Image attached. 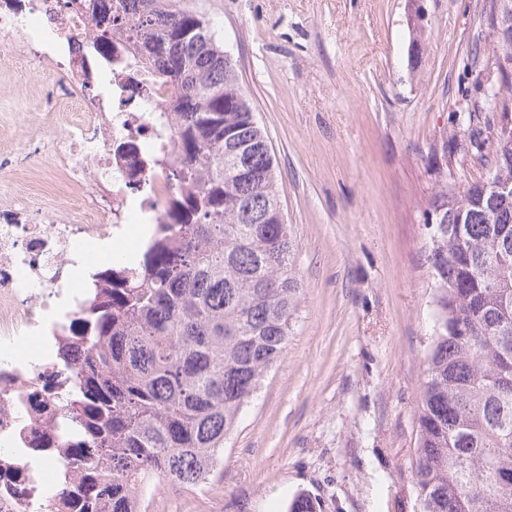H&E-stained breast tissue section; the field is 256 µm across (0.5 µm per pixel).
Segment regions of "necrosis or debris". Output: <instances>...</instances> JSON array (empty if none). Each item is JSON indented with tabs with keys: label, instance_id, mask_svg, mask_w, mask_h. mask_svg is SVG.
Returning <instances> with one entry per match:
<instances>
[{
	"label": "necrosis or debris",
	"instance_id": "1",
	"mask_svg": "<svg viewBox=\"0 0 512 512\" xmlns=\"http://www.w3.org/2000/svg\"><path fill=\"white\" fill-rule=\"evenodd\" d=\"M93 36L61 0H0V48L65 73L51 100L66 124L44 154L78 194L36 209L17 193L0 206V512H74V496L60 491L75 478V437L54 428L53 415L86 354L71 348L60 365L66 336L48 330L90 297L86 246L124 243L134 225L162 221L174 186V135L157 134L152 119L163 90L136 91L135 75L117 64L111 95L96 90Z\"/></svg>",
	"mask_w": 512,
	"mask_h": 512
}]
</instances>
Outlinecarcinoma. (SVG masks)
Masks as SVG:
<instances>
[{
  "mask_svg": "<svg viewBox=\"0 0 512 512\" xmlns=\"http://www.w3.org/2000/svg\"><path fill=\"white\" fill-rule=\"evenodd\" d=\"M92 47L121 40L128 66L170 95L178 185L123 287L71 319L87 353L60 420L80 439L83 512H141L152 478L197 486L214 471L267 372L285 355L300 295L280 222L269 138L237 64L183 0H80ZM512 112V81L484 99ZM490 174L440 183L426 224L432 334L425 352L415 488L423 512H512V140L469 139ZM90 443L87 449L83 444ZM288 512H317L310 496Z\"/></svg>",
  "mask_w": 512,
  "mask_h": 512,
  "instance_id": "cac0c4a2",
  "label": "carcinoma"
}]
</instances>
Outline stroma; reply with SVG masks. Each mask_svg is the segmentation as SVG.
Instances as JSON below:
<instances>
[{"label": "stroma", "instance_id": "stroma-1", "mask_svg": "<svg viewBox=\"0 0 512 512\" xmlns=\"http://www.w3.org/2000/svg\"><path fill=\"white\" fill-rule=\"evenodd\" d=\"M231 54L269 137L301 293L284 358L263 379L204 483H152L146 512H420L415 489L431 334L425 211L439 181L488 175L469 134L493 113L472 65L491 0H186ZM55 71L0 65V189L54 201L24 152L62 131ZM470 114L442 142L455 113Z\"/></svg>", "mask_w": 512, "mask_h": 512}]
</instances>
